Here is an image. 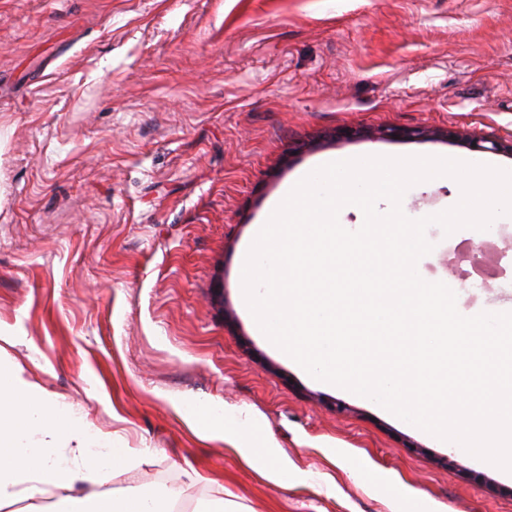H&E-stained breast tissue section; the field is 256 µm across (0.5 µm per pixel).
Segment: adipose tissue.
<instances>
[{"label":"adipose tissue","instance_id":"1","mask_svg":"<svg viewBox=\"0 0 512 512\" xmlns=\"http://www.w3.org/2000/svg\"><path fill=\"white\" fill-rule=\"evenodd\" d=\"M180 413L204 437L223 436L249 466L279 479L276 453L250 415L193 404L181 405ZM141 463L119 436L92 429L83 415L0 359V512L21 500L47 498L50 512H174L181 498L175 488L105 490L111 473Z\"/></svg>","mask_w":512,"mask_h":512}]
</instances>
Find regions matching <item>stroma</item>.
Masks as SVG:
<instances>
[{
    "label": "stroma",
    "instance_id": "obj_1",
    "mask_svg": "<svg viewBox=\"0 0 512 512\" xmlns=\"http://www.w3.org/2000/svg\"><path fill=\"white\" fill-rule=\"evenodd\" d=\"M512 133V0H0V356L144 464L108 489H181L247 512H512V478L322 384L253 328L239 257L268 204L325 158L468 155L342 128ZM453 182L402 199L446 210ZM417 264L472 316L506 305L436 224ZM241 409L280 481L179 403ZM344 403L338 413L334 403ZM370 472L361 483L352 468Z\"/></svg>",
    "mask_w": 512,
    "mask_h": 512
}]
</instances>
